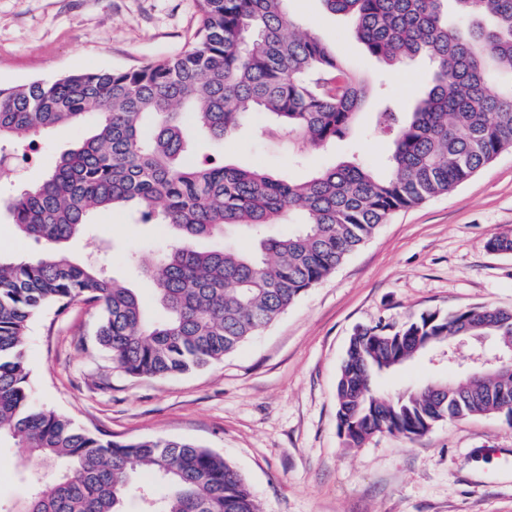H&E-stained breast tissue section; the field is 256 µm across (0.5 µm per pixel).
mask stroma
Instances as JSON below:
<instances>
[{
	"label": "stroma",
	"mask_w": 512,
	"mask_h": 512,
	"mask_svg": "<svg viewBox=\"0 0 512 512\" xmlns=\"http://www.w3.org/2000/svg\"><path fill=\"white\" fill-rule=\"evenodd\" d=\"M299 26L325 41L371 90L351 134L326 149L298 137L258 136L263 114L224 140L198 137L191 161L256 168L295 180L356 154L380 167L387 135L374 130L382 100L410 108L430 79L419 60L393 71L355 39L349 17L322 0H289ZM198 0H0V86L67 73L128 70L174 56L198 27ZM89 125L61 126L38 140L36 157L9 195L40 182ZM512 231V150L448 194L393 213L336 270L223 361L166 378L132 377L97 341L95 305L48 306L27 333L35 406L114 440L186 439L232 462L263 512H512V425L485 415L443 422L410 440L378 434L359 447L336 424V380L357 328H400L428 311L475 305L512 309V253L491 252ZM165 225L116 208L95 216L71 253L105 261L133 288L149 318L161 315L146 266L169 247ZM52 472L0 443V502L22 499Z\"/></svg>",
	"instance_id": "35a3bbf8"
}]
</instances>
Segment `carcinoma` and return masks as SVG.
Masks as SVG:
<instances>
[{
    "label": "carcinoma",
    "instance_id": "1",
    "mask_svg": "<svg viewBox=\"0 0 512 512\" xmlns=\"http://www.w3.org/2000/svg\"><path fill=\"white\" fill-rule=\"evenodd\" d=\"M200 26L179 55L133 70H96L0 86L5 142L91 121L93 134L63 152L48 177L0 210L36 259L0 257V441L57 469L7 512H261L232 463L188 440H107L53 410L29 389L26 336L48 305L99 307L97 342L134 377H170L221 361L326 278L400 209L446 194L512 148V0H322L347 14L367 53L397 68L428 61L431 83L411 110L386 105L382 168L353 156L305 181L209 161H187L191 131L222 139L254 112L265 132H297L325 147L344 139L370 87L325 42L294 24L288 0H198ZM132 204L168 225L165 260L145 269L165 311L150 322L139 296L96 261L60 249L94 215ZM291 224L270 236L266 226ZM244 227L259 252L194 242ZM487 247L512 253V234ZM512 344V311H432L402 328L361 327L336 383L338 430L364 444L377 432L414 439L436 424L501 414L512 425V367L438 378L379 394L377 377L450 349L456 331Z\"/></svg>",
    "mask_w": 512,
    "mask_h": 512
}]
</instances>
